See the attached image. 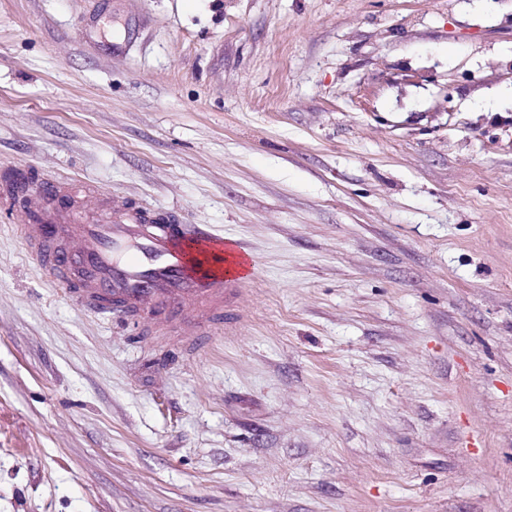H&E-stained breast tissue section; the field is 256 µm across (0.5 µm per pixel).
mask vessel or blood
I'll return each instance as SVG.
<instances>
[{"instance_id": "1", "label": "vessel or blood", "mask_w": 512, "mask_h": 512, "mask_svg": "<svg viewBox=\"0 0 512 512\" xmlns=\"http://www.w3.org/2000/svg\"><path fill=\"white\" fill-rule=\"evenodd\" d=\"M9 207L26 217L25 250L69 298L104 318H132L153 333L188 335L233 320L253 258L204 226L175 223L111 191L16 173Z\"/></svg>"}]
</instances>
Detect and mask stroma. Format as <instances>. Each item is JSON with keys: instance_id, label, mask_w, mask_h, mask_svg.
<instances>
[{"instance_id": "1", "label": "stroma", "mask_w": 512, "mask_h": 512, "mask_svg": "<svg viewBox=\"0 0 512 512\" xmlns=\"http://www.w3.org/2000/svg\"><path fill=\"white\" fill-rule=\"evenodd\" d=\"M255 259L179 349L0 212V512H512V0H0V169Z\"/></svg>"}]
</instances>
